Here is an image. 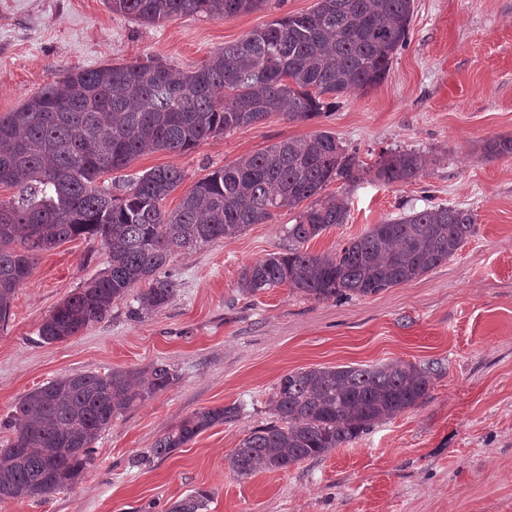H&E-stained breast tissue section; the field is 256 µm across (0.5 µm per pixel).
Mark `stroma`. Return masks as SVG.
Masks as SVG:
<instances>
[{
	"mask_svg": "<svg viewBox=\"0 0 512 512\" xmlns=\"http://www.w3.org/2000/svg\"><path fill=\"white\" fill-rule=\"evenodd\" d=\"M316 0H269L264 10L221 19L178 17L155 26L113 13L105 0H0V115L20 107L68 69L158 60L194 69L213 52ZM336 135L364 166L381 153L424 155L421 179L383 185L331 181L346 198V223L308 250H338L371 225L427 206L470 209L476 232L461 251L406 285L343 301H316L287 286L250 296L242 268L291 242L297 211L281 210L241 235L173 256L175 295L135 314L132 297L63 342L38 330L50 311L98 275L100 240L78 238L38 253L0 327V444L19 399L62 374L169 364L177 382L115 420L93 463L72 487L42 500L0 502V512H153L196 490L208 512H512V157L490 159L486 139L512 137V0H414L409 39L388 78L338 99L320 118L274 116L172 154L155 151L105 174L113 194L143 172L174 165L192 185L288 138ZM391 360L434 362L443 374L417 406L331 454L287 470L233 473L227 456L270 422L267 400L291 371ZM235 404L170 456L132 458L191 412Z\"/></svg>",
	"mask_w": 512,
	"mask_h": 512,
	"instance_id": "obj_1",
	"label": "stroma"
}]
</instances>
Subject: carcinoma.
Listing matches in <instances>:
<instances>
[{"instance_id":"1","label":"carcinoma","mask_w":512,"mask_h":512,"mask_svg":"<svg viewBox=\"0 0 512 512\" xmlns=\"http://www.w3.org/2000/svg\"><path fill=\"white\" fill-rule=\"evenodd\" d=\"M267 2L107 0L112 11L146 24L198 14L219 19ZM413 4L317 0L310 12L251 31L193 71L138 60L66 70L0 115V185L17 190L0 202V323L7 324L36 253L67 240L100 239L108 267L50 312L39 329L48 344L78 335L142 283L141 310L165 307L175 284L162 271L174 254L239 235L309 199L312 204L288 228L292 247L242 268L241 292L255 295L286 284L317 301L368 297L454 257L475 233V216L443 205L386 219L334 254L304 249L326 229L346 223L345 198L321 197L331 181L369 176L385 185L406 184L424 171L422 158L409 150L384 152L365 168L327 131L280 141L213 171L170 212L163 201L185 178L174 165L145 172L120 196L98 185L104 174L148 151L183 153L273 116L309 121L342 96L380 85L407 45ZM482 153L511 157L512 137L486 140ZM441 373L433 363L403 361L290 372L270 396L272 421L243 438L228 455L229 465L249 476L324 457L416 406ZM176 381L169 365L157 363L144 370L62 375L23 396L10 423L14 438L0 448V501L42 499L75 484L112 421ZM238 413L234 404L194 411L134 464L166 458ZM210 499L197 490L169 512H207Z\"/></svg>"}]
</instances>
